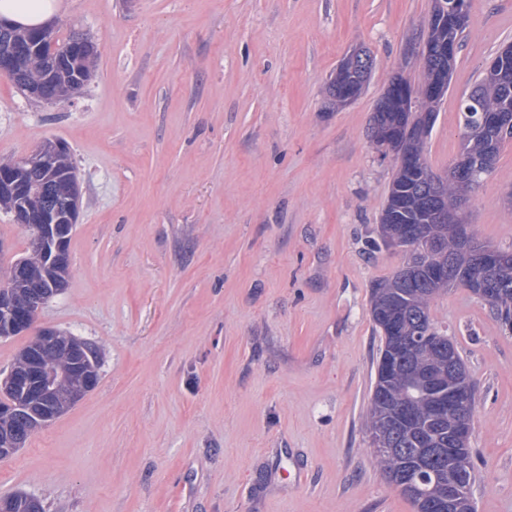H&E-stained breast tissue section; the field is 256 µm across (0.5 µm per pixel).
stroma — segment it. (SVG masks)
I'll return each mask as SVG.
<instances>
[{"mask_svg": "<svg viewBox=\"0 0 512 512\" xmlns=\"http://www.w3.org/2000/svg\"><path fill=\"white\" fill-rule=\"evenodd\" d=\"M59 39L98 47L82 95L46 104L0 77V161L66 142L82 206L65 290L0 339V371L36 329L96 345L94 390L0 460V498L46 512H414L370 447L381 341L373 285L393 162L368 136L432 0H57ZM512 42V0H472L425 143L461 150L458 101ZM373 59L353 102L325 86L348 52ZM465 215L512 250V141ZM30 230L0 208V267ZM475 384V512H512V332L453 288L431 307ZM303 484H295L297 471Z\"/></svg>", "mask_w": 512, "mask_h": 512, "instance_id": "stroma-1", "label": "stroma"}]
</instances>
